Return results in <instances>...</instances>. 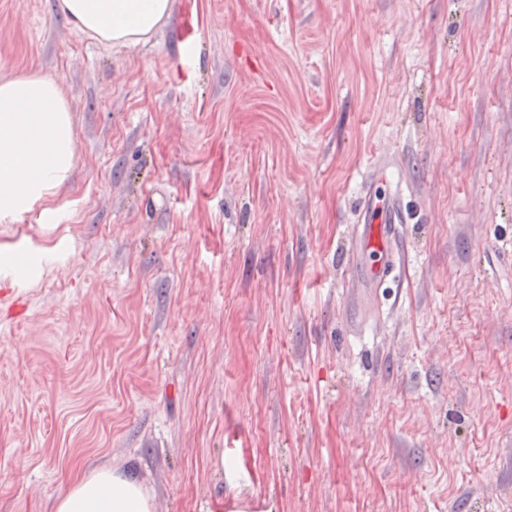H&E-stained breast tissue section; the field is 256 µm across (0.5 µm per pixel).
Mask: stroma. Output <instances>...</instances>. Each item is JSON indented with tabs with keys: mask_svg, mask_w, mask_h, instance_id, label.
I'll return each mask as SVG.
<instances>
[{
	"mask_svg": "<svg viewBox=\"0 0 512 512\" xmlns=\"http://www.w3.org/2000/svg\"><path fill=\"white\" fill-rule=\"evenodd\" d=\"M76 164L0 222V512L74 474L153 512H512V0H171L106 47L0 0ZM411 222L363 325L380 159Z\"/></svg>",
	"mask_w": 512,
	"mask_h": 512,
	"instance_id": "stroma-1",
	"label": "stroma"
}]
</instances>
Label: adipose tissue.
Segmentation results:
<instances>
[{"mask_svg": "<svg viewBox=\"0 0 512 512\" xmlns=\"http://www.w3.org/2000/svg\"><path fill=\"white\" fill-rule=\"evenodd\" d=\"M74 27L96 42L130 47L170 16V0H58ZM75 142L69 105L55 80L21 74L0 81V220L48 202L68 180ZM130 474L100 470L76 478L55 512H152Z\"/></svg>", "mask_w": 512, "mask_h": 512, "instance_id": "ef3b65f1", "label": "adipose tissue"}]
</instances>
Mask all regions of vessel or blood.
<instances>
[{"label": "vessel or blood", "mask_w": 512, "mask_h": 512, "mask_svg": "<svg viewBox=\"0 0 512 512\" xmlns=\"http://www.w3.org/2000/svg\"><path fill=\"white\" fill-rule=\"evenodd\" d=\"M387 166H379L358 203L356 232L346 250L348 285L373 300L398 279L404 249L402 227L410 213Z\"/></svg>", "instance_id": "b4317fda"}]
</instances>
